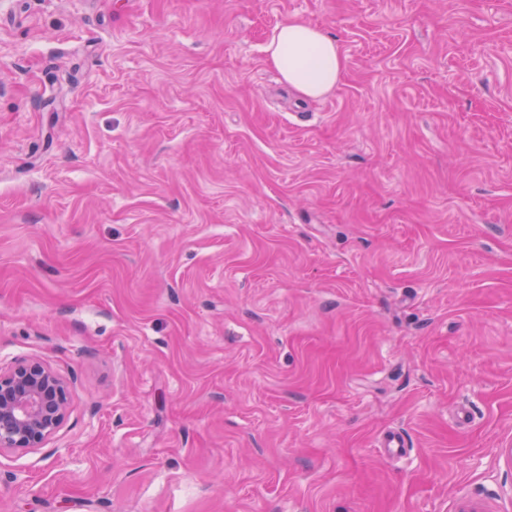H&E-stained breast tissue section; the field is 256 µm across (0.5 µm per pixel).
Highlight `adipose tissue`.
Here are the masks:
<instances>
[{
    "label": "adipose tissue",
    "instance_id": "obj_1",
    "mask_svg": "<svg viewBox=\"0 0 512 512\" xmlns=\"http://www.w3.org/2000/svg\"><path fill=\"white\" fill-rule=\"evenodd\" d=\"M265 51L268 62L283 80L309 98L331 92L346 65L333 38L300 20L279 24Z\"/></svg>",
    "mask_w": 512,
    "mask_h": 512
}]
</instances>
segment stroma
<instances>
[{
	"label": "stroma",
	"mask_w": 512,
	"mask_h": 512,
	"mask_svg": "<svg viewBox=\"0 0 512 512\" xmlns=\"http://www.w3.org/2000/svg\"><path fill=\"white\" fill-rule=\"evenodd\" d=\"M27 359L71 412L0 512H512V0H0ZM265 51L268 62L283 80L309 98L331 92L346 65L336 40L300 20L279 24Z\"/></svg>",
	"instance_id": "stroma-1"
}]
</instances>
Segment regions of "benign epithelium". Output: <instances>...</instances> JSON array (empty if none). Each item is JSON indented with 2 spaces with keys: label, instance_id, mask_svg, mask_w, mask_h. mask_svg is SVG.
<instances>
[{
  "label": "benign epithelium",
  "instance_id": "obj_1",
  "mask_svg": "<svg viewBox=\"0 0 512 512\" xmlns=\"http://www.w3.org/2000/svg\"><path fill=\"white\" fill-rule=\"evenodd\" d=\"M70 409L66 379L39 360L0 369V452L40 448Z\"/></svg>",
  "mask_w": 512,
  "mask_h": 512
}]
</instances>
